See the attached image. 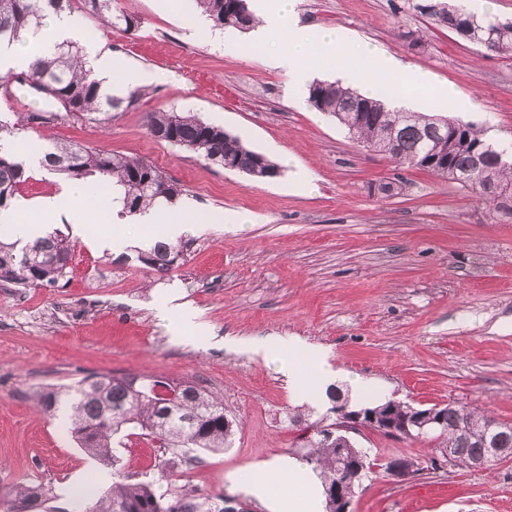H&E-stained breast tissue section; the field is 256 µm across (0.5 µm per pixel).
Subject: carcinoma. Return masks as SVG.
<instances>
[{
  "label": "carcinoma",
  "mask_w": 512,
  "mask_h": 512,
  "mask_svg": "<svg viewBox=\"0 0 512 512\" xmlns=\"http://www.w3.org/2000/svg\"><path fill=\"white\" fill-rule=\"evenodd\" d=\"M195 3L216 27L248 30L254 24L246 0ZM77 5L89 15L124 25L127 32L138 29V20L119 8L118 0H0V44L19 41L39 31L45 8L65 6L72 11ZM415 9L437 27L460 37L466 34L467 12L459 0H427L416 4ZM478 23L482 30L475 34V45L487 41L486 51L512 56V22L484 18ZM13 82L48 87V97L69 105L67 115L82 116L100 126L108 125L112 112L121 103H131L139 96L136 90L123 101L101 91L100 83L85 67L83 46L74 41L62 43L54 52L37 58L28 73L0 76V86L6 90ZM307 101L316 111L335 118L362 147L393 153L399 165L426 171L471 190L489 204L493 219L512 222V193H503L504 188L512 186V153L504 155L474 124L435 112H391L382 100L365 97L336 82H314ZM16 130L14 124L0 123V211L10 207L18 186L24 182V164L15 155L11 142ZM148 131L155 138L199 153L220 166L229 161L239 172L249 175L257 171L258 180L279 173L274 162L245 147L239 137L194 115L152 112ZM40 164L51 173L74 179L97 176L121 187L123 207L130 212L156 199L173 202L182 195L179 183L152 164L90 147L53 141L42 148ZM187 246L186 241L158 239L140 259L152 270L166 273ZM71 251L70 241L58 233L38 237L22 247L0 239V281L17 288L54 285L66 276ZM173 386L180 389L176 405L165 397V390ZM36 398L49 415L62 404L69 406L71 436L89 456L103 464L115 462L114 438L122 432L150 436L170 451L166 465L152 473L135 479L118 475L85 512H213L211 498L188 483L165 490L160 486L169 479L168 465L232 445L234 421L224 414V403L198 381L183 380L172 385L165 378L137 374L88 376L66 390L40 391ZM364 410L376 417L368 430L391 439L393 435L382 429L387 418L403 420L413 411L423 413L427 408L388 400L367 405ZM311 413L309 407L295 408L288 415V423L313 430L304 444L308 451L303 460L321 479L326 512H341L343 504L336 498V486L342 485L343 497L353 500L375 463L350 435L332 429L335 422L326 424L322 418L312 422ZM441 418L443 424L427 426L422 432L414 428L407 435L410 440L422 438L433 443L428 461L434 472L439 471L436 460L443 456L444 448L452 449L450 466L458 469L471 468L473 461L481 459L489 469L497 463L489 455V448H512V422L498 420L479 408L452 402ZM49 500L50 492L45 486L18 484L0 493V512H31Z\"/></svg>",
  "instance_id": "1"
}]
</instances>
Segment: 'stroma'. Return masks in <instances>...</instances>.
Masks as SVG:
<instances>
[{
    "mask_svg": "<svg viewBox=\"0 0 512 512\" xmlns=\"http://www.w3.org/2000/svg\"><path fill=\"white\" fill-rule=\"evenodd\" d=\"M414 0H298L301 25L342 31L367 41L413 70L429 72L437 98L453 85L475 103L462 120L512 147V58L483 50L433 27ZM139 27L124 32L85 13L77 18L123 64L163 73L142 96L112 114L107 128L69 117L30 124L13 137L23 161L50 140L72 142L151 162L179 182L184 197L256 216L228 230L196 224L172 269L158 274L137 248L115 254L81 224L43 225L67 237L73 251L63 286L23 291L0 282V490L22 483L51 487L52 506L83 512L66 496L80 482L101 496L116 473L152 471L162 457L153 441L131 435L109 467L88 456L66 431V415L36 406L38 391L75 384L91 374L194 379L223 399L238 425L232 448L180 468L173 484L192 482L213 504L231 496L247 512H295L317 478L303 461L288 412L328 404L309 378L288 383L276 366L243 349L258 339L288 340L327 352L342 389L361 380L360 404L393 398L415 404L482 405L512 422V223H496L474 192L398 165L353 142L306 98L284 94L281 71L266 66L247 33L234 42L189 36L192 0H119ZM423 38L421 48L410 36ZM28 86L0 89V119L49 110ZM190 113L239 137L273 162L292 160L278 176L255 180L201 155L153 138L146 116ZM313 183H299L297 170ZM402 180L400 194H377ZM168 307L167 318L156 310ZM209 334L176 339L182 308ZM358 442L378 459L352 512H512V458L493 470L450 469L399 481L384 462L424 457L419 441L364 431Z\"/></svg>",
    "mask_w": 512,
    "mask_h": 512,
    "instance_id": "obj_1",
    "label": "stroma"
}]
</instances>
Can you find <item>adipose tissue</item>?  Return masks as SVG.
<instances>
[{
    "label": "adipose tissue",
    "instance_id": "obj_1",
    "mask_svg": "<svg viewBox=\"0 0 512 512\" xmlns=\"http://www.w3.org/2000/svg\"><path fill=\"white\" fill-rule=\"evenodd\" d=\"M296 2L297 0H256L255 9L260 22L250 33L251 43L264 51V62L287 74L292 89L307 91L317 74L312 66L313 61L321 56H332L335 57L336 64L329 72L331 80L344 86H359L367 96L385 94L387 106L393 111L430 110V101L416 94L417 89L429 86L430 73L417 71L410 74L411 92L387 93L386 86L379 80L378 75L397 70L399 64L395 58L369 43L345 44L339 32H314L309 27L300 25ZM64 40L84 43L86 58L94 78L113 96L125 97L142 84L162 79L159 73L118 63L111 53L102 50L96 42L88 40L85 27L66 11L47 16L43 27L37 33L10 46L0 47V76L10 72L30 71L38 56L49 51L55 43ZM105 192V187H93L75 181L67 184L61 193L41 199L37 209L44 223L76 224L80 221L82 205L95 204ZM106 220L120 227L125 224L155 226L160 229L163 237L174 239L186 232L190 225L208 223L209 215L187 203L174 207L163 201L133 214L115 205L109 210Z\"/></svg>",
    "mask_w": 512,
    "mask_h": 512
}]
</instances>
